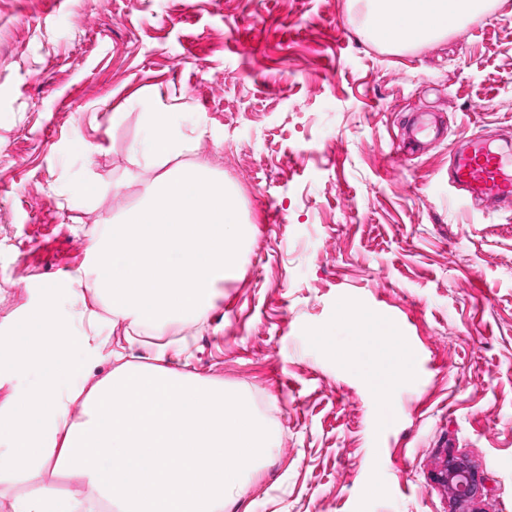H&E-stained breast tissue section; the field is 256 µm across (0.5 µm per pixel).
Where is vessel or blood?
I'll use <instances>...</instances> for the list:
<instances>
[{
	"mask_svg": "<svg viewBox=\"0 0 512 512\" xmlns=\"http://www.w3.org/2000/svg\"><path fill=\"white\" fill-rule=\"evenodd\" d=\"M449 185L459 190L464 200L496 211L512 209V152L475 139L455 151L448 173Z\"/></svg>",
	"mask_w": 512,
	"mask_h": 512,
	"instance_id": "obj_1",
	"label": "vessel or blood"
}]
</instances>
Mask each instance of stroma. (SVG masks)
Segmentation results:
<instances>
[{"mask_svg": "<svg viewBox=\"0 0 512 512\" xmlns=\"http://www.w3.org/2000/svg\"><path fill=\"white\" fill-rule=\"evenodd\" d=\"M361 27L354 0H0V328L51 286L80 330L66 289L140 198L161 93L256 228L187 336L273 433L225 512H454L448 454L512 512V213L448 196L455 142L512 146V0L397 54ZM389 333L414 372L377 397Z\"/></svg>", "mask_w": 512, "mask_h": 512, "instance_id": "obj_1", "label": "stroma"}]
</instances>
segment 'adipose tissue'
Masks as SVG:
<instances>
[{
	"label": "adipose tissue",
	"mask_w": 512,
	"mask_h": 512,
	"mask_svg": "<svg viewBox=\"0 0 512 512\" xmlns=\"http://www.w3.org/2000/svg\"><path fill=\"white\" fill-rule=\"evenodd\" d=\"M364 28L396 50L443 39L485 0H357ZM176 104L157 100L145 113V134L130 152L153 175L139 203L96 230L84 271L96 303L85 307V329L60 344L66 323L62 291L44 289L21 336L0 330V506L5 512H224L271 447L272 432L249 400L222 383L172 368L183 339L149 346L145 361L130 362L103 335L105 321L131 331H177L202 321L220 282L247 260L241 247L253 227L244 223L231 190L208 162H185L205 130L185 133ZM83 356L81 382L67 355ZM391 364L364 366L385 391L408 379L413 366L401 347ZM111 363L93 378L99 363ZM79 476L84 497L61 494L57 475ZM22 481L33 491L16 493Z\"/></svg>",
	"instance_id": "1"
}]
</instances>
